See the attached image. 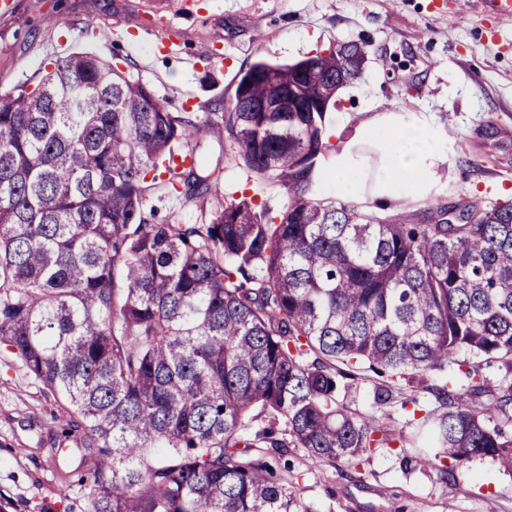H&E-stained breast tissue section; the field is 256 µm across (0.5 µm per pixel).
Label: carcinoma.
I'll use <instances>...</instances> for the list:
<instances>
[{"label":"carcinoma","instance_id":"carcinoma-1","mask_svg":"<svg viewBox=\"0 0 512 512\" xmlns=\"http://www.w3.org/2000/svg\"><path fill=\"white\" fill-rule=\"evenodd\" d=\"M371 43L294 64L257 58L235 93L275 80L303 112L224 109L238 163L286 197L217 201L207 224H153L148 190L221 194L177 156L210 130L140 79L76 51L0 95V347L84 428L91 512H309L293 466L358 462L388 441L337 400L370 372L381 409L414 382L441 475L474 458L512 471V200L379 218L320 196L328 111ZM491 369L499 383L491 384Z\"/></svg>","mask_w":512,"mask_h":512}]
</instances>
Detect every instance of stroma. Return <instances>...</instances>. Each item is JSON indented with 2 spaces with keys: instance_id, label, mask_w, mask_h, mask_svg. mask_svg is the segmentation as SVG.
Instances as JSON below:
<instances>
[{
  "instance_id": "1",
  "label": "stroma",
  "mask_w": 512,
  "mask_h": 512,
  "mask_svg": "<svg viewBox=\"0 0 512 512\" xmlns=\"http://www.w3.org/2000/svg\"><path fill=\"white\" fill-rule=\"evenodd\" d=\"M0 15V91L35 87L56 63L87 50L119 63L149 84L170 111L203 121L223 112L238 73L257 57L293 63L329 44L366 39L371 58L361 78L343 88L332 110L330 141L353 152L337 169L356 179L337 189L323 181L322 197L360 204L379 217L404 209L426 220L435 205L474 198L512 199V18L493 19L485 0H13ZM167 48H157L159 37ZM411 124L432 131L421 159L417 194L388 179L394 159L380 131ZM224 128L197 146L205 170L221 172V189L250 197L255 183L232 159ZM147 204L157 222L208 220L213 199L184 201L154 190ZM345 403L376 412L387 434H415L413 404L374 411L372 384L349 387ZM65 415L54 397L0 348V493L16 512L57 500V490L82 465L81 443L62 442ZM416 435V434H415ZM419 437V436H418ZM434 455L433 441L365 455L359 465L315 463L303 449L288 458L297 488L313 512H512V474L474 460L441 479L414 466L415 453Z\"/></svg>"
}]
</instances>
